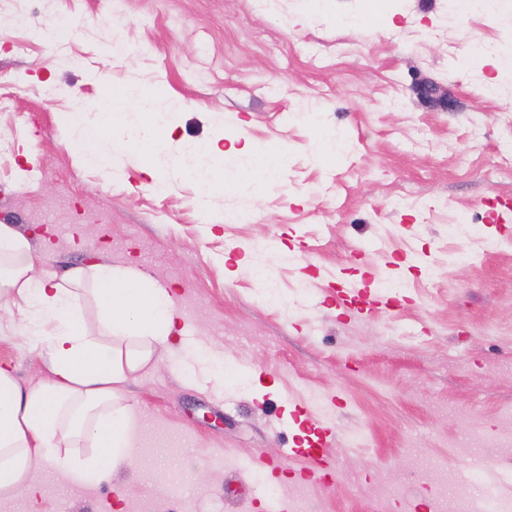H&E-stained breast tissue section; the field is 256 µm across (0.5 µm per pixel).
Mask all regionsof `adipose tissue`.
Here are the masks:
<instances>
[{
	"label": "adipose tissue",
	"instance_id": "obj_1",
	"mask_svg": "<svg viewBox=\"0 0 512 512\" xmlns=\"http://www.w3.org/2000/svg\"><path fill=\"white\" fill-rule=\"evenodd\" d=\"M171 107L145 96L120 111L104 99L99 153L134 148L151 166L185 168L213 187L235 185L241 174L261 185L282 166L280 154L259 160L247 143L209 146L183 161L158 126ZM90 300L97 306L91 323L84 316ZM0 308L17 312L14 328L45 353L49 372L45 382L25 389L11 369L0 367V498L21 487L37 492L44 463L60 477L96 484L135 459L133 412L122 387L154 362L179 323L170 289L132 265L81 266L61 278L37 271L29 240L14 225L0 224Z\"/></svg>",
	"mask_w": 512,
	"mask_h": 512
}]
</instances>
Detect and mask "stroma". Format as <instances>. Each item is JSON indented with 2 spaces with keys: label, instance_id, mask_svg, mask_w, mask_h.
I'll return each instance as SVG.
<instances>
[{
  "label": "stroma",
  "instance_id": "35a3bbf8",
  "mask_svg": "<svg viewBox=\"0 0 512 512\" xmlns=\"http://www.w3.org/2000/svg\"><path fill=\"white\" fill-rule=\"evenodd\" d=\"M512 9L474 0H0V224L39 269L133 264L171 288L196 331L123 387L137 456L93 486L38 472L0 512H262L304 488L309 512H444L461 488L512 496ZM437 89L438 101L421 85ZM108 93L158 94L180 152L235 138L286 164L263 187L203 195L168 168L157 191L133 150L90 164ZM342 134L317 163L318 139ZM460 252L471 253L457 263ZM394 288L373 314L337 307L336 281ZM21 386L43 357L9 331ZM328 423L332 483L248 470L283 458L280 409ZM131 496L116 502L114 489Z\"/></svg>",
  "mask_w": 512,
  "mask_h": 512
}]
</instances>
